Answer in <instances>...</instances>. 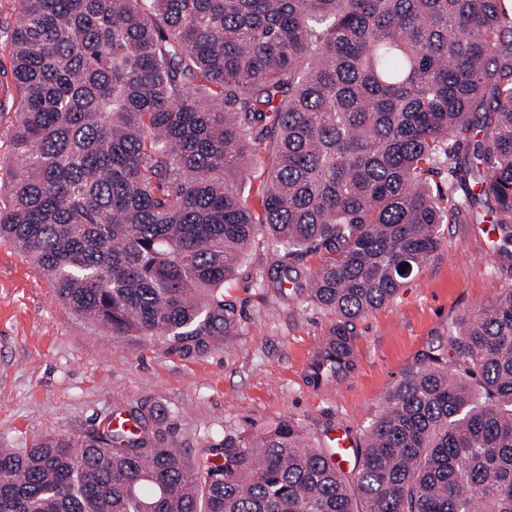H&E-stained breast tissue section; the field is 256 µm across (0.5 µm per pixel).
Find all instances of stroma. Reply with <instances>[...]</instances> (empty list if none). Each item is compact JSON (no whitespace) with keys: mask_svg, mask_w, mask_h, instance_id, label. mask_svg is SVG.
Returning a JSON list of instances; mask_svg holds the SVG:
<instances>
[{"mask_svg":"<svg viewBox=\"0 0 512 512\" xmlns=\"http://www.w3.org/2000/svg\"><path fill=\"white\" fill-rule=\"evenodd\" d=\"M17 0H0V159L11 154L18 95L6 29ZM441 246L388 304L353 321L356 366L316 388L306 371L335 312L293 286L261 287L275 250L257 240L224 286L238 326L201 350L150 336H114L59 301L50 280L0 241V448H26L34 434L93 431L124 409L154 410L187 460L225 431L258 432L294 418L313 436L344 427L361 435L387 391L451 320L512 289V255L488 224L443 225Z\"/></svg>","mask_w":512,"mask_h":512,"instance_id":"1","label":"stroma"}]
</instances>
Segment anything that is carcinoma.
<instances>
[{
	"label": "carcinoma",
	"instance_id": "obj_1",
	"mask_svg": "<svg viewBox=\"0 0 512 512\" xmlns=\"http://www.w3.org/2000/svg\"><path fill=\"white\" fill-rule=\"evenodd\" d=\"M505 2L18 0L0 238L71 312L182 351L234 332L224 284L257 237L318 252L307 290L339 322L307 382H337L351 322L397 295L441 225L492 215L512 245ZM263 165L257 216L241 183ZM127 414L134 431L0 448V512H512V289L421 353L349 472L292 418L226 432L193 466Z\"/></svg>",
	"mask_w": 512,
	"mask_h": 512
}]
</instances>
